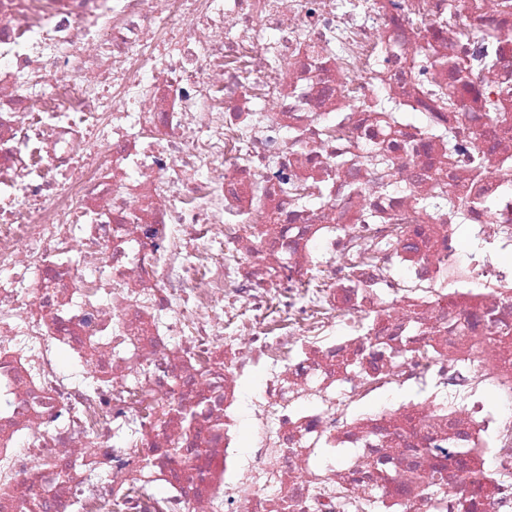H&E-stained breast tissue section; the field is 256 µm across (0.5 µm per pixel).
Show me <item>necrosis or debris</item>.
I'll list each match as a JSON object with an SVG mask.
<instances>
[{"label": "necrosis or debris", "mask_w": 512, "mask_h": 512, "mask_svg": "<svg viewBox=\"0 0 512 512\" xmlns=\"http://www.w3.org/2000/svg\"><path fill=\"white\" fill-rule=\"evenodd\" d=\"M506 251L512 4L0 0V512H512ZM261 384L262 377L256 375L247 381L241 382L239 387L241 409L239 416L240 443L238 449L242 457H248L251 454L257 440V425L251 413V400Z\"/></svg>", "instance_id": "1"}]
</instances>
